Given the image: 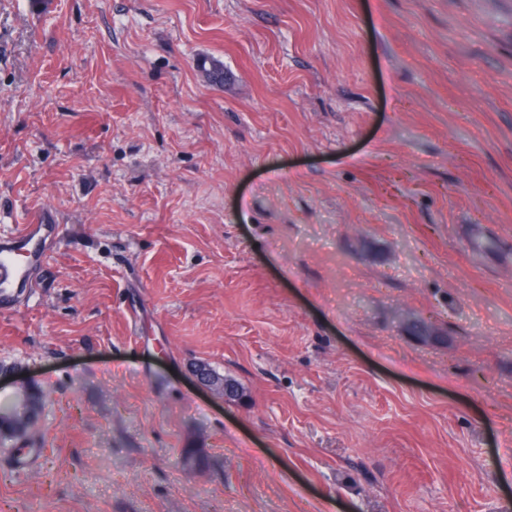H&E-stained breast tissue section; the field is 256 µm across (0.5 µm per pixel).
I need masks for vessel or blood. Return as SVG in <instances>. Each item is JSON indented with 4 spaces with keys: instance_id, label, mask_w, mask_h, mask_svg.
<instances>
[{
    "instance_id": "vessel-or-blood-1",
    "label": "vessel or blood",
    "mask_w": 512,
    "mask_h": 512,
    "mask_svg": "<svg viewBox=\"0 0 512 512\" xmlns=\"http://www.w3.org/2000/svg\"><path fill=\"white\" fill-rule=\"evenodd\" d=\"M49 222V216L37 217L0 241V310L18 304L20 296L32 288V267L44 259L40 233Z\"/></svg>"
}]
</instances>
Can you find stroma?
I'll return each instance as SVG.
<instances>
[{"label": "stroma", "mask_w": 512, "mask_h": 512, "mask_svg": "<svg viewBox=\"0 0 512 512\" xmlns=\"http://www.w3.org/2000/svg\"><path fill=\"white\" fill-rule=\"evenodd\" d=\"M45 212L0 512H512V0H0Z\"/></svg>", "instance_id": "35a3bbf8"}]
</instances>
